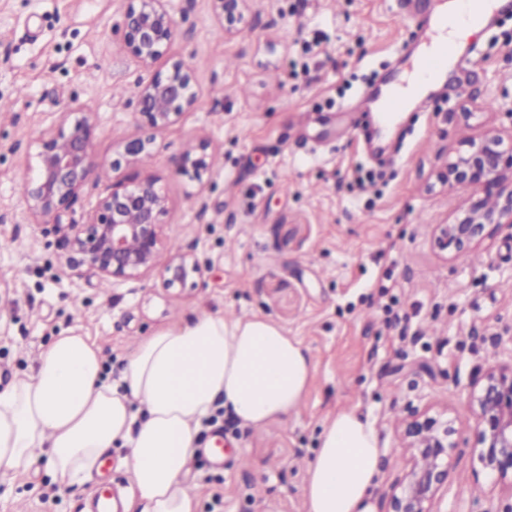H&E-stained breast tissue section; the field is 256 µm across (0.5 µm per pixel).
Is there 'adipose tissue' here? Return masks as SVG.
I'll return each mask as SVG.
<instances>
[{
    "mask_svg": "<svg viewBox=\"0 0 512 512\" xmlns=\"http://www.w3.org/2000/svg\"><path fill=\"white\" fill-rule=\"evenodd\" d=\"M104 362L72 328L0 389V486L38 464L60 487L81 484L121 448L133 489L123 512H195L188 476L203 421L220 409L256 428L286 419L315 374L310 351L274 322L210 313L139 338L119 379ZM382 457L373 425L338 411L309 466L306 512H374Z\"/></svg>",
    "mask_w": 512,
    "mask_h": 512,
    "instance_id": "1",
    "label": "adipose tissue"
}]
</instances>
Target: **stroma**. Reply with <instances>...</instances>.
Segmentation results:
<instances>
[{
  "mask_svg": "<svg viewBox=\"0 0 512 512\" xmlns=\"http://www.w3.org/2000/svg\"><path fill=\"white\" fill-rule=\"evenodd\" d=\"M439 2L252 0L249 28L229 39L208 0H176L158 68L185 61L199 98L158 129L137 110L143 73L121 49L126 0H0V388L74 326L115 379L136 340L176 319L265 318L310 350L313 383L286 420L204 422L189 476L196 512H306L319 435L342 409L378 433L380 503L404 463L396 424L423 405L463 424L445 512H484L492 479L473 472L466 395L478 368L512 360V346L495 343L512 334V229L441 255L434 227L469 191L437 186L433 173L470 138L512 127L502 109L512 103V12L470 37L475 51L446 92L403 114L387 158L362 135L370 78L397 71ZM74 100L90 114L96 160L121 166L90 177L67 221L85 223L114 182L154 180L167 251L200 263L185 287L61 272L63 233L34 223L23 188L40 139ZM132 139L149 152L128 165ZM202 142L207 169L183 174V152ZM218 433L220 465L205 453ZM95 490L21 477L0 491V512H89Z\"/></svg>",
  "mask_w": 512,
  "mask_h": 512,
  "instance_id": "obj_1",
  "label": "stroma"
}]
</instances>
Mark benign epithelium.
Instances as JSON below:
<instances>
[{
    "mask_svg": "<svg viewBox=\"0 0 512 512\" xmlns=\"http://www.w3.org/2000/svg\"><path fill=\"white\" fill-rule=\"evenodd\" d=\"M213 13L224 23V36L233 38L250 24V0H209ZM173 0H127L125 53L146 73L138 84L137 103L142 116L164 129L191 109L198 100L196 75L175 62L164 75L153 71L173 37ZM73 102L63 111L56 130L41 141L37 165L25 188L30 215L37 221L48 217L55 224L87 184L98 166L91 153L92 126ZM204 144L185 151L182 168L198 171L206 166ZM148 153V144L131 140L125 159L134 164ZM436 182L473 190L450 223L438 224L434 246L445 254L452 247L461 252L482 242L488 228L512 229V130L490 129L468 141L452 160L436 173ZM166 199L151 181L133 185L112 184L98 200L84 224L68 225L66 249L59 258L63 270L76 276L95 275L121 281H141L157 272L165 288L183 287L199 272L191 252L161 259L164 238L160 216ZM474 418L472 454L480 471L494 478L484 512H500L495 492L512 494V361L478 370L468 399ZM455 421L412 406L402 432L406 459L400 474L382 493L384 512H442L451 479L449 459L457 448Z\"/></svg>",
    "mask_w": 512,
    "mask_h": 512,
    "instance_id": "obj_1",
    "label": "benign epithelium"
}]
</instances>
